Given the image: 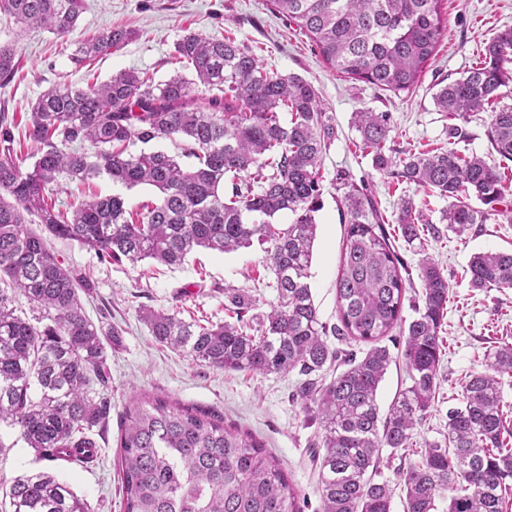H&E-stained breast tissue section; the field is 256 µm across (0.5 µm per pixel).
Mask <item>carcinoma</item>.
Masks as SVG:
<instances>
[{"label":"carcinoma","mask_w":512,"mask_h":512,"mask_svg":"<svg viewBox=\"0 0 512 512\" xmlns=\"http://www.w3.org/2000/svg\"><path fill=\"white\" fill-rule=\"evenodd\" d=\"M274 10L313 43L342 76L395 94L418 84L447 33L442 0H270ZM83 0H0V14L23 32L46 30L66 45L77 66L132 40L114 28L74 37ZM175 58L194 78L177 73L156 81L122 71L75 88L65 82L31 104L23 129L28 155L15 148L14 127L0 113V425L16 427L47 462L89 464L112 409L107 347L122 329L93 323L81 295L88 281L64 265L50 238L77 242L102 262L150 260L179 266L197 248L228 253L264 247L275 275L277 303L248 316L255 301L227 292L233 320L213 323L142 306L152 339L191 361L224 371L297 372L289 401L318 424L315 457L322 512H392L394 488L376 479L383 449L411 444L435 399L439 332L448 309V280L427 255L415 316L403 318L410 278L389 242L373 200L343 170L345 234L336 278L337 323L320 321L308 284L320 210L324 150L336 138L332 117L313 86L264 67L225 37L188 32ZM17 45L0 43V82L13 77ZM211 91L195 94L198 86ZM512 86V28L484 49L481 61L440 86L439 112L466 119L491 112L490 142L512 162V106L499 105ZM354 125L373 166L401 182L448 199L442 223L457 236L484 224L507 187L500 166L455 148L385 153L390 115L355 113ZM182 143V156L131 151L140 142ZM33 162H28V159ZM191 160L187 164L184 159ZM105 173L126 187L149 185L154 203L129 208L120 194H92L63 208L47 200L57 187ZM231 184L225 193L224 184ZM295 215L290 224L278 217ZM406 242L427 225L410 201L399 217ZM41 224V230L30 228ZM475 289H512V253L482 252L469 265ZM25 298L29 312L17 306ZM402 329L400 357L410 384L386 414L377 393L393 361L382 341ZM366 343L340 350L328 337ZM487 371L463 385V406L448 412V435L425 442L420 459L397 472L404 512H504L512 481V428L501 405L500 376H512V345L492 352ZM118 473L125 512H297L298 492L279 461L252 432L191 405L160 397L131 401L118 435ZM9 512H96L49 470L15 477L5 493Z\"/></svg>","instance_id":"obj_1"}]
</instances>
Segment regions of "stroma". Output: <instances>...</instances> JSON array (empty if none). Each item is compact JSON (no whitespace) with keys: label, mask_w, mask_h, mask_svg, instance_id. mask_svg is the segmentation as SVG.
<instances>
[{"label":"stroma","mask_w":512,"mask_h":512,"mask_svg":"<svg viewBox=\"0 0 512 512\" xmlns=\"http://www.w3.org/2000/svg\"><path fill=\"white\" fill-rule=\"evenodd\" d=\"M442 8L448 20L446 37L417 86L398 94L329 69L313 53L307 36L278 15L269 0H84L78 34L93 36L115 27L138 33L137 39L97 58L88 69L72 64L61 39L53 34L40 29L18 33L16 25L0 15V42L18 43L17 73L9 83H0V113L24 124L32 102L62 81L83 87L122 70L166 80L174 73L169 62L174 46L189 32L235 39L267 69L309 82L336 126V138L322 160L323 194L316 214L318 230L309 279L320 321L332 324L337 317L336 278L345 232L339 213L341 194L336 189V173L341 169L350 170L357 184L377 202L391 242L414 278L403 310L409 319L414 315L411 303L423 288L418 278L421 254L401 235V204L412 201L437 226L448 201L414 184L393 183L379 172L362 149L354 115L365 109L391 113L389 147L396 157L450 145L451 120L447 113L436 111L432 102L436 85L478 62L484 45L512 27V0H443ZM423 242L425 254L437 263L449 286L448 312L440 332L438 388L428 417L414 432L411 449L395 455L382 451L379 468L389 480L416 460L425 442L443 440L449 409L463 404L462 386L467 377L486 370L495 346L512 344V289H473L468 272L476 253L512 252V224L492 219L474 225L461 237L448 231L427 232ZM52 246L67 266L90 282L88 315L95 320L107 317L109 324L122 330L120 345L109 354L112 412L100 431L94 462L84 467L38 459L34 450L19 441L15 430L0 429V440L10 446L0 455V481L48 468L84 495L97 512H124L117 471L120 418L132 397L146 394L218 411L225 422L250 429L276 455L304 497V512H320L319 475L309 448L318 428L308 424L301 409L289 400L298 374L224 372L198 366L155 343L136 309L140 303L155 309L176 308L186 318L222 322L231 316L224 291L235 288L248 290L257 312L269 311L277 301L272 286L275 275L261 246L228 254L200 248L184 264L172 268L147 261L104 264L94 252L70 240L56 239Z\"/></svg>","instance_id":"35a3bbf8"}]
</instances>
